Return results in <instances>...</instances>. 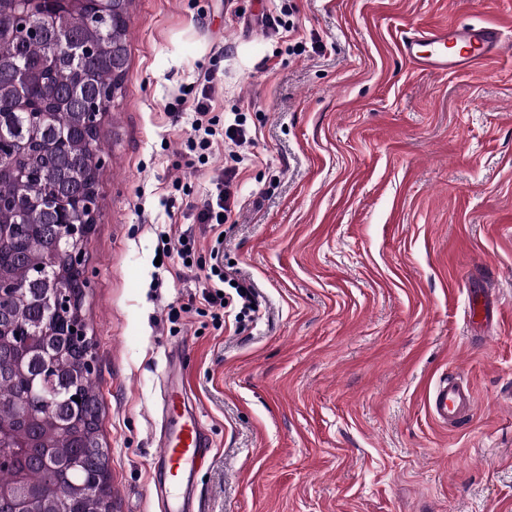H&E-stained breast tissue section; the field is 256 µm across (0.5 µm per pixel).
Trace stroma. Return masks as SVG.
<instances>
[{
	"label": "stroma",
	"instance_id": "35a3bbf8",
	"mask_svg": "<svg viewBox=\"0 0 512 512\" xmlns=\"http://www.w3.org/2000/svg\"><path fill=\"white\" fill-rule=\"evenodd\" d=\"M128 73L104 143L82 299L109 452L112 512H160L153 481L171 347L212 446L197 512H512V40L461 73L413 68L411 27L496 22L512 0H129ZM281 15L282 28L262 26ZM255 140L225 237L162 205L186 119L165 109L200 71ZM223 245L255 319L198 315L196 268ZM494 309L474 324L471 296ZM182 311L170 320L171 308ZM462 375L469 420L426 395ZM163 236H166V234H161L162 253L170 258L177 257L178 260H181L184 267H193L192 254L194 255L195 241L183 234L176 240H172L171 237L167 236V242H164ZM187 259L191 260V264H186Z\"/></svg>",
	"mask_w": 512,
	"mask_h": 512
}]
</instances>
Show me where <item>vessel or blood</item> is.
I'll return each mask as SVG.
<instances>
[{
    "label": "vessel or blood",
    "instance_id": "1",
    "mask_svg": "<svg viewBox=\"0 0 512 512\" xmlns=\"http://www.w3.org/2000/svg\"><path fill=\"white\" fill-rule=\"evenodd\" d=\"M505 36L503 26L478 23L439 29L412 28L401 40L404 56L423 72H457L470 69L481 60L495 55ZM433 417L451 426L468 419L473 400L460 379H440L427 395ZM163 407L172 422L165 432L162 447L155 458L161 484L167 486L168 512H185V482L190 479L203 457L209 441L200 416L191 407L190 387L186 378L170 382L164 389Z\"/></svg>",
    "mask_w": 512,
    "mask_h": 512
}]
</instances>
